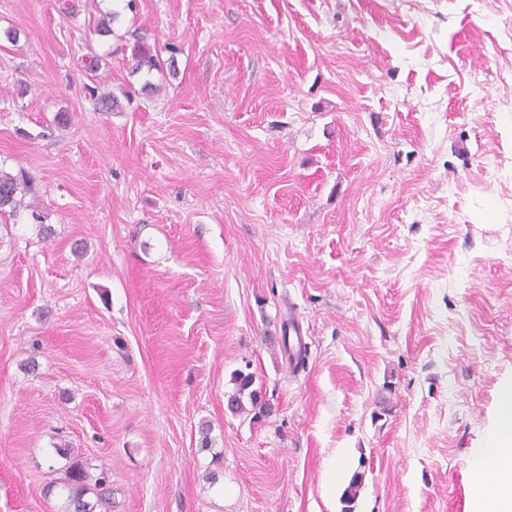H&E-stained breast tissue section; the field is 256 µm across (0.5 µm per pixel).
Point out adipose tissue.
Here are the masks:
<instances>
[{
	"instance_id": "adipose-tissue-1",
	"label": "adipose tissue",
	"mask_w": 512,
	"mask_h": 512,
	"mask_svg": "<svg viewBox=\"0 0 512 512\" xmlns=\"http://www.w3.org/2000/svg\"><path fill=\"white\" fill-rule=\"evenodd\" d=\"M473 458L488 460L494 476L473 498L471 512H512V383L504 386L498 420Z\"/></svg>"
}]
</instances>
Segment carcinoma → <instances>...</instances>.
Segmentation results:
<instances>
[{"label": "carcinoma", "instance_id": "cac0c4a2", "mask_svg": "<svg viewBox=\"0 0 512 512\" xmlns=\"http://www.w3.org/2000/svg\"><path fill=\"white\" fill-rule=\"evenodd\" d=\"M129 50L132 71L151 74L161 68V60L155 47L145 38L136 36L134 41L125 45ZM89 97L94 100L100 112H120L122 104L112 91L98 83L85 85ZM36 194L35 180L26 173L13 175L0 172V215L7 214L18 218L20 212L30 208L26 203L29 195ZM254 374L238 370L234 373L232 383L234 391L230 395L229 410L234 414H246L252 419L265 415L264 403L257 390L253 389ZM65 500L64 512H112V481L107 472L94 475L89 467L79 460L72 461L59 479Z\"/></svg>", "mask_w": 512, "mask_h": 512}]
</instances>
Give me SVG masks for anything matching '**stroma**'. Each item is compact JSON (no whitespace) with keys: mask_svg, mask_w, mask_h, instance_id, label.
<instances>
[{"mask_svg":"<svg viewBox=\"0 0 512 512\" xmlns=\"http://www.w3.org/2000/svg\"><path fill=\"white\" fill-rule=\"evenodd\" d=\"M61 3L0 0V169L54 229L0 216V512H61L59 446L112 512H342L357 471L353 512H448L512 381V0ZM134 41L125 45L129 50L132 72L150 75L154 70L161 68V60L155 47L149 44L144 37L135 35ZM85 90L89 97L94 100L96 109L99 112H119L122 111V104L119 98L105 84L98 83L94 86L85 84ZM254 381L252 372L238 370L234 373L232 379L234 391L229 396L228 409L230 412L247 416L252 414L253 420L265 415L264 403L260 400L257 390L252 388Z\"/></svg>","mask_w":512,"mask_h":512,"instance_id":"1","label":"stroma"}]
</instances>
